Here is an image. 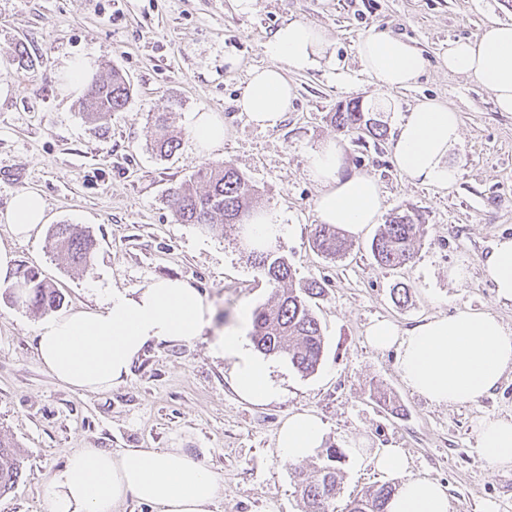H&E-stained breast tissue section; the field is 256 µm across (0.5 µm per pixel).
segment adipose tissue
I'll use <instances>...</instances> for the list:
<instances>
[{
    "label": "adipose tissue",
    "instance_id": "1",
    "mask_svg": "<svg viewBox=\"0 0 512 512\" xmlns=\"http://www.w3.org/2000/svg\"><path fill=\"white\" fill-rule=\"evenodd\" d=\"M357 48L381 90L415 85L425 70L421 51L396 36L370 31L360 36ZM266 53L269 64L249 72L236 107L254 125L273 128L284 121L295 96L286 70H332L336 56L324 31L304 21L278 27ZM442 64L487 87L499 110L512 112V24L494 21L475 37L449 43ZM190 133L195 153L211 156L224 145V120L214 112L192 113ZM459 142L458 112L438 99L423 98L398 125L394 162L412 179L445 187L457 176L448 157ZM307 171L319 186L315 210L321 223L354 236L376 223L385 206L383 192L370 175L345 174L339 140L327 139L311 150ZM0 222L13 238H30L46 222L43 198L33 190L18 192ZM485 265L498 297L512 300V238L499 240ZM209 320L210 307L197 288L178 278L160 279L136 296L112 291L96 308L44 320L38 328V352L59 381L75 389L104 390L128 376L148 343L193 340ZM368 335L376 347H398L403 382L438 406L472 403L512 370V332L484 311L460 309L404 330L379 321ZM212 348L232 360L234 383L243 398L263 404L277 396L268 364L250 351L241 329L219 337ZM477 435L487 466L512 464L511 419L482 420ZM324 436L313 413L290 415L278 433L281 459L299 463L316 455ZM373 464L399 481L386 512H449L448 494L440 483L406 476L402 449H384ZM221 490L220 478L180 448L84 449L48 478L43 512H116L130 498L151 512H212Z\"/></svg>",
    "mask_w": 512,
    "mask_h": 512
}]
</instances>
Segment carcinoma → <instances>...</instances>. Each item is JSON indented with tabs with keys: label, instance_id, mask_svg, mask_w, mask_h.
I'll list each match as a JSON object with an SVG mask.
<instances>
[{
	"label": "carcinoma",
	"instance_id": "1",
	"mask_svg": "<svg viewBox=\"0 0 512 512\" xmlns=\"http://www.w3.org/2000/svg\"><path fill=\"white\" fill-rule=\"evenodd\" d=\"M130 101V82L113 69L107 77L92 80L81 107L87 119L97 121L111 112L122 111ZM170 119V114L165 113L155 120L153 150L159 154L175 148L174 136L169 131ZM331 122L348 133L365 130L377 135V123L365 117L357 101L338 107L331 115ZM254 192L246 177L232 165L212 162L196 170L173 190L172 205L184 224H195L205 232H222L229 227L240 233L252 213ZM423 233L419 215L397 210L374 235L370 245L372 255L382 266L402 267L413 258L415 245ZM51 238L53 248L75 266L87 265L94 255L95 241L71 224L54 225ZM312 244L331 260L342 257L347 250L345 239L334 224L317 225ZM249 257L268 282L278 288L275 305L252 313L251 337L255 347L265 355L287 358L301 373L314 372L324 357L325 337L309 301L324 295V283L314 277L296 279L297 270L272 247L254 248ZM11 294L39 311L55 309L61 302L58 290L34 270L19 273L17 281L12 283ZM344 458L341 449H326L325 459L314 465L302 480L303 498L323 507L336 494L339 464ZM18 474L16 445L0 438V495L13 488ZM395 490L391 482L373 486L351 501L348 512H385V505Z\"/></svg>",
	"mask_w": 512,
	"mask_h": 512
}]
</instances>
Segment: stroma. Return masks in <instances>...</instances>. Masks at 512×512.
Masks as SVG:
<instances>
[{
    "label": "stroma",
    "instance_id": "1",
    "mask_svg": "<svg viewBox=\"0 0 512 512\" xmlns=\"http://www.w3.org/2000/svg\"><path fill=\"white\" fill-rule=\"evenodd\" d=\"M322 28L334 43L336 70L288 71L296 88L283 124L262 130L235 108L249 70L268 64L264 45L283 23ZM492 21L512 23V0H261L252 15L232 0H0V212L23 189L38 191L48 222L26 241L0 223V244L14 270L39 269L63 295L60 313L95 307L97 287L129 295L154 280L177 277L211 307L201 336L148 346L126 380L105 391H77L55 379L37 351L43 313L0 284V436L16 444L20 474L0 496V512H43L48 477L83 448H181L223 482L213 512H310L298 464L282 461L277 432L293 413L323 421L325 446L342 448V480L328 512L383 476L368 458L402 449L408 473L443 484L450 512H512V466L489 468L477 440L486 418H512V370L496 388L465 406H436L402 382L396 348L367 339L373 322L406 329L469 307L496 316L512 331V300L498 298L484 262L495 242L512 238V112L491 91L440 66L449 42L477 35ZM377 29L418 47L428 60L414 88L377 91L358 53L360 35ZM21 48L33 64L13 59ZM87 57L94 76L110 70L130 81L128 108L97 125L80 111L81 94H63L64 67ZM439 99L460 115L461 142L449 156L458 173L440 189L402 174L392 160L397 125L417 99ZM356 100L377 119L383 137L339 130V104ZM207 110L224 119V146L214 161L231 163L257 189L255 208L283 212L290 228L278 249L306 277L325 282L313 303L325 336L320 366L310 374L268 357L277 398L243 399L232 362L212 342L239 325L242 310L272 305L275 290L233 236L181 223L171 193L201 165L189 118ZM176 112L177 146L151 149L154 118ZM333 137L344 145L346 172L372 175L385 209H408L426 226L411 261L388 269L370 243L377 225L350 237L332 261L312 247L319 219L317 185L306 157ZM72 224L95 239L91 262L70 265L51 248L53 225ZM467 265L470 276L449 280ZM407 284L409 300L392 290ZM386 405H379V396Z\"/></svg>",
    "mask_w": 512,
    "mask_h": 512
}]
</instances>
